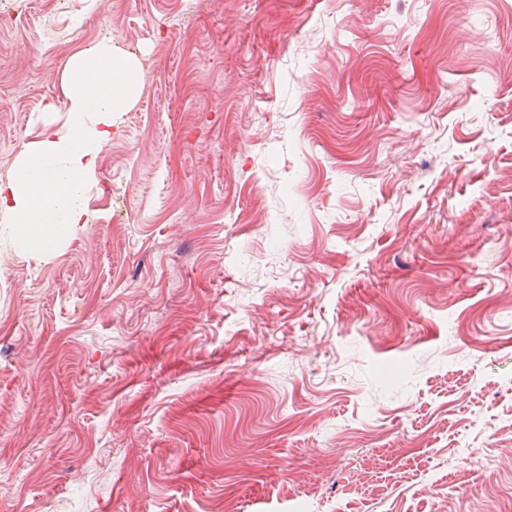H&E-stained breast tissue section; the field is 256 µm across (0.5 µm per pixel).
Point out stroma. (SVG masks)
<instances>
[{"instance_id": "1", "label": "stroma", "mask_w": 512, "mask_h": 512, "mask_svg": "<svg viewBox=\"0 0 512 512\" xmlns=\"http://www.w3.org/2000/svg\"><path fill=\"white\" fill-rule=\"evenodd\" d=\"M105 37L89 223H0V512H512V0H0V180Z\"/></svg>"}]
</instances>
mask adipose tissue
I'll return each mask as SVG.
<instances>
[{"mask_svg": "<svg viewBox=\"0 0 512 512\" xmlns=\"http://www.w3.org/2000/svg\"><path fill=\"white\" fill-rule=\"evenodd\" d=\"M140 61L114 51L103 40L75 53L59 76L66 102L63 129H47L15 162L0 185V212L15 231L31 235L35 248L55 244L54 227L70 229L88 221L86 189L94 179L100 149L112 137V115L136 99Z\"/></svg>", "mask_w": 512, "mask_h": 512, "instance_id": "1", "label": "adipose tissue"}]
</instances>
